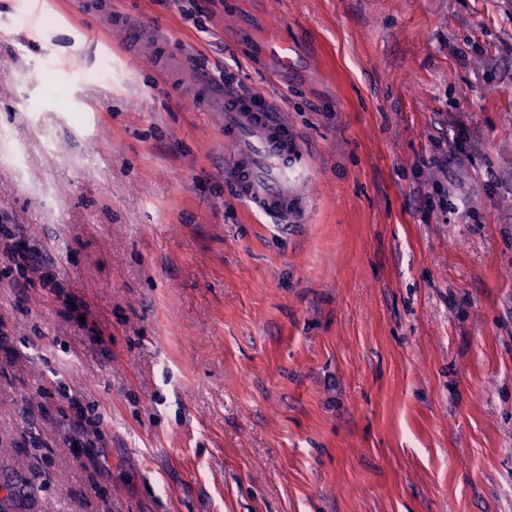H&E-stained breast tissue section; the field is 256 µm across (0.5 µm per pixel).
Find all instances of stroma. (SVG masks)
Returning a JSON list of instances; mask_svg holds the SVG:
<instances>
[{
	"instance_id": "obj_1",
	"label": "stroma",
	"mask_w": 512,
	"mask_h": 512,
	"mask_svg": "<svg viewBox=\"0 0 512 512\" xmlns=\"http://www.w3.org/2000/svg\"><path fill=\"white\" fill-rule=\"evenodd\" d=\"M199 3L0 0V222L53 274L0 241L9 512H512V0ZM196 69L286 113L303 223ZM225 173L236 195L281 227L300 224L310 155L283 112L223 86Z\"/></svg>"
}]
</instances>
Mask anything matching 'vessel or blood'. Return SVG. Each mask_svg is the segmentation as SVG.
I'll return each instance as SVG.
<instances>
[{
  "label": "vessel or blood",
  "instance_id": "obj_1",
  "mask_svg": "<svg viewBox=\"0 0 512 512\" xmlns=\"http://www.w3.org/2000/svg\"><path fill=\"white\" fill-rule=\"evenodd\" d=\"M221 94L225 173L236 195L280 226L301 223L311 160L296 130L283 112L256 106L254 97L228 87Z\"/></svg>",
  "mask_w": 512,
  "mask_h": 512
}]
</instances>
